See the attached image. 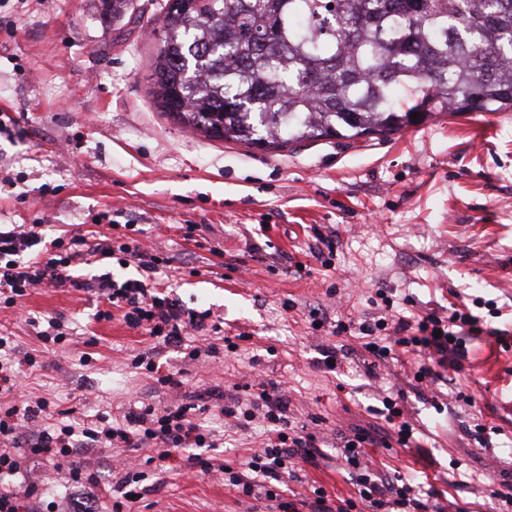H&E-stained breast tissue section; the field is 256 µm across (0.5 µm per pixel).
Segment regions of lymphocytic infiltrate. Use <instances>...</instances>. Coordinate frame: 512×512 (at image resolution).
Wrapping results in <instances>:
<instances>
[{
    "label": "lymphocytic infiltrate",
    "mask_w": 512,
    "mask_h": 512,
    "mask_svg": "<svg viewBox=\"0 0 512 512\" xmlns=\"http://www.w3.org/2000/svg\"><path fill=\"white\" fill-rule=\"evenodd\" d=\"M125 255L137 265L138 277L123 281L103 273L83 281L69 272L76 263L91 264L94 257ZM169 265L167 258L140 245L115 243L112 237L88 239L87 235H47L40 224H14L0 228V305L13 307L34 288L46 285L81 288L98 293L106 307L98 319L111 320L121 310L125 323L145 330L162 344L183 346L186 337L205 336V315H198L177 299L157 289V276ZM363 348L375 362L401 360L402 348L419 353L415 382L440 380L441 369H457L465 353L466 337L482 334V322L470 312L452 310L448 317L428 311L418 317L377 316L362 321ZM35 354L17 356L11 337L0 336V512H39L40 486L31 477L29 462L59 460L76 449L102 452L106 448H147L158 462L171 459L173 450L188 451L201 470L212 463L202 449L216 447L212 433L193 419V412H207V405L181 404L159 407L150 402L130 409L119 418L104 414L75 417L52 406L44 398L16 396L27 370L40 367ZM252 398L229 395L217 406L228 418L250 422L260 418L270 425L264 448L253 452L244 470L224 465L230 490L241 498L276 503L279 512H431L436 492L423 484L398 482L377 465L370 449L397 444L409 446L414 428L399 399L384 397L378 414L384 427H355L340 433L336 456L348 468L353 487L349 495H331L323 487L304 494L292 489L299 476L293 468L301 461L317 466L327 453L313 433H300L288 417V400L272 381H258ZM140 472L126 471L115 482L117 496L105 504L96 473L72 467L66 476V492L51 502L50 512H122L131 499L140 498L133 485Z\"/></svg>",
    "instance_id": "1"
}]
</instances>
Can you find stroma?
Here are the masks:
<instances>
[{
  "label": "stroma",
  "mask_w": 512,
  "mask_h": 512,
  "mask_svg": "<svg viewBox=\"0 0 512 512\" xmlns=\"http://www.w3.org/2000/svg\"><path fill=\"white\" fill-rule=\"evenodd\" d=\"M166 2L131 0L130 15L116 18L102 0H0V114L19 122L0 138V175L14 181L0 189V224L42 219L50 234L138 238L174 258L166 286L184 308L210 311L224 338L217 356L190 362L129 328L120 311L96 319L93 292L44 286L0 309V333L45 362L19 394L117 415L258 376L280 385L295 425L332 445L338 431L376 424L373 407L401 389L421 445L376 448L373 460L395 476L427 475L442 499H463L470 512H493L492 491L512 481V415L502 407L512 397V111L436 114L385 137L274 151L215 140L164 112L147 79L159 46L152 21ZM109 209L137 231L97 223ZM190 224L206 247L185 240ZM322 237L333 247L314 254ZM380 289L404 316L444 317L460 302L487 327L467 339L460 388L439 404L408 388L400 364L368 371L356 332L333 334L331 322L375 315ZM317 308L327 324L314 322ZM32 317L61 319L70 339L45 352ZM239 333L245 341L228 350L225 337ZM142 353L180 372L181 386L134 367ZM478 416L491 440L483 453L468 434ZM195 419L222 441L214 470L189 468L183 451L163 466L125 448L72 459L96 464L107 486L129 458L140 460L147 492L131 512H250L253 500L230 491L219 466L262 448L266 422L240 427L210 411ZM452 476L463 489L449 486Z\"/></svg>",
  "instance_id": "1"
}]
</instances>
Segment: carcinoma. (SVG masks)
<instances>
[{"label": "carcinoma", "instance_id": "cac0c4a2", "mask_svg": "<svg viewBox=\"0 0 512 512\" xmlns=\"http://www.w3.org/2000/svg\"><path fill=\"white\" fill-rule=\"evenodd\" d=\"M155 32L160 105L215 139L278 149L512 110V0H169Z\"/></svg>", "mask_w": 512, "mask_h": 512}]
</instances>
